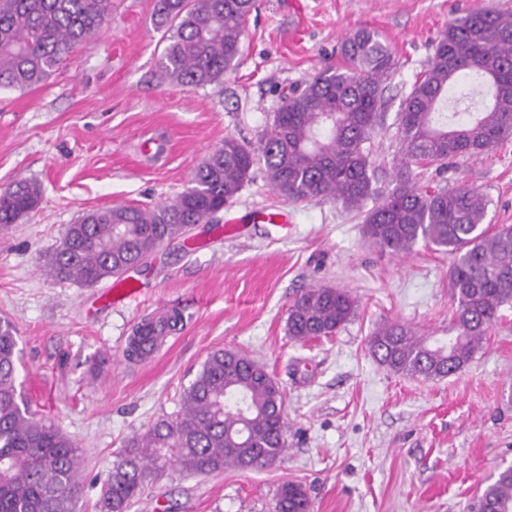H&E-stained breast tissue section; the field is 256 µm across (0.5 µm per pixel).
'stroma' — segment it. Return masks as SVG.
I'll return each mask as SVG.
<instances>
[{"instance_id":"35a3bbf8","label":"stroma","mask_w":512,"mask_h":512,"mask_svg":"<svg viewBox=\"0 0 512 512\" xmlns=\"http://www.w3.org/2000/svg\"><path fill=\"white\" fill-rule=\"evenodd\" d=\"M153 6L112 0L98 33L44 84L0 88V191H42L36 210L0 225V319L16 328L22 397L81 449L76 512H98L128 440L174 419L184 388L220 348L260 360L282 386V461L211 475L172 467L127 512H274L286 481L307 488L312 512H466L512 465V306L464 370L443 379L396 374L368 348L386 321L447 335L448 254L421 243L404 257L380 251L361 214L334 200L290 201L258 164L215 224L194 225L189 242L166 243L129 272L142 294L126 306L101 302L106 283L56 278L47 260L83 213L175 198L225 135L257 145L282 93L340 63L342 40L362 27L396 61L385 83L388 125L373 138L377 185L389 188L390 123L440 33L477 7L512 10V0H257L236 65L195 89L161 79L166 42ZM416 179L468 183L490 200L487 224H512V139ZM276 209L288 213L286 231L255 218ZM312 285L350 292L357 311L333 336L297 342L286 332L288 306ZM173 312L181 321L162 346L127 359L137 324Z\"/></svg>"}]
</instances>
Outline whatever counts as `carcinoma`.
<instances>
[{
	"label": "carcinoma",
	"instance_id": "carcinoma-1",
	"mask_svg": "<svg viewBox=\"0 0 512 512\" xmlns=\"http://www.w3.org/2000/svg\"><path fill=\"white\" fill-rule=\"evenodd\" d=\"M256 0H154L167 32L159 69L164 80L198 88L224 77L241 54ZM112 0H0V88L26 90L46 82L75 45L107 21ZM343 62L313 75L281 98L252 147L224 137L197 168L194 186L148 209L119 205L84 214L65 227L50 269L59 279L93 286L209 224L233 202L263 162L273 190L294 202L336 199L366 212L364 230L395 254L418 242L448 252L453 315L451 341L419 336L396 323L380 325L368 347L381 365L409 378L442 379L460 372L482 345L502 307L512 305V224L486 226L490 200L460 184L425 189L414 170L443 168L457 156L478 157L512 138V11L475 9L448 23L429 63L401 103L393 187H373L370 142L384 122L383 84L395 66L379 34L360 28L342 42ZM41 198L35 184L0 193V224H14ZM349 292L310 287L288 308V336L298 342L333 335L355 315ZM172 319L147 323L127 350L150 352ZM17 339L0 320V512H75L81 492V449L58 427L35 418L17 389ZM180 413L136 436L118 455L102 489L101 512H126L145 483L170 467L209 475L274 465L288 448L285 394L259 360L211 352L182 394ZM307 489L287 481L275 512H310ZM470 512H512V466L497 475Z\"/></svg>",
	"mask_w": 512,
	"mask_h": 512
}]
</instances>
